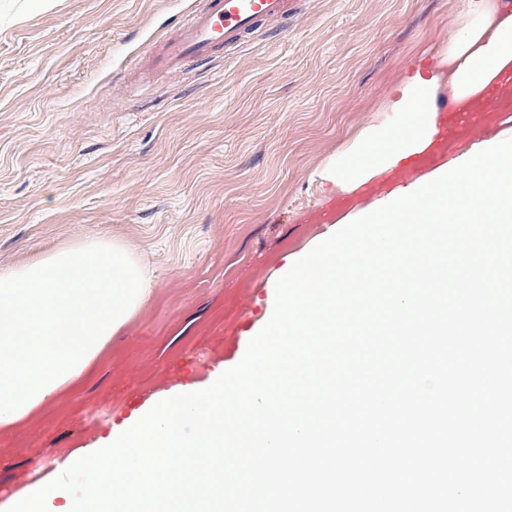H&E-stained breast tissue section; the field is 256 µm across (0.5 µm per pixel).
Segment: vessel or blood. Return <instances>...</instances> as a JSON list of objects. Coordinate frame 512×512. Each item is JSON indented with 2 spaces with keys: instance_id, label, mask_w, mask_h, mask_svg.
Wrapping results in <instances>:
<instances>
[{
  "instance_id": "obj_1",
  "label": "vessel or blood",
  "mask_w": 512,
  "mask_h": 512,
  "mask_svg": "<svg viewBox=\"0 0 512 512\" xmlns=\"http://www.w3.org/2000/svg\"><path fill=\"white\" fill-rule=\"evenodd\" d=\"M298 12V0H204L186 22L152 38L149 74L183 70L231 51L267 26L286 27Z\"/></svg>"
}]
</instances>
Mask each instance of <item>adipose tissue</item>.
I'll return each mask as SVG.
<instances>
[{
  "label": "adipose tissue",
  "mask_w": 512,
  "mask_h": 512,
  "mask_svg": "<svg viewBox=\"0 0 512 512\" xmlns=\"http://www.w3.org/2000/svg\"><path fill=\"white\" fill-rule=\"evenodd\" d=\"M451 27L447 77L416 67L385 117L331 157L321 180L353 193L394 172L434 144L440 87L469 108L512 71V8L505 0H464ZM153 288L148 267L125 246L101 238L0 268V427L71 389Z\"/></svg>",
  "instance_id": "1"
}]
</instances>
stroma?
Listing matches in <instances>:
<instances>
[{"label":"stroma","instance_id":"obj_1","mask_svg":"<svg viewBox=\"0 0 512 512\" xmlns=\"http://www.w3.org/2000/svg\"><path fill=\"white\" fill-rule=\"evenodd\" d=\"M193 0H0V267L84 237L126 245L151 298L91 376L0 429V512L69 453L158 397L236 365L286 258L309 252L381 186L339 194L315 173L425 61L440 74L463 0H299L189 71L140 82L128 56ZM488 102L449 116L398 185L511 127Z\"/></svg>","mask_w":512,"mask_h":512}]
</instances>
